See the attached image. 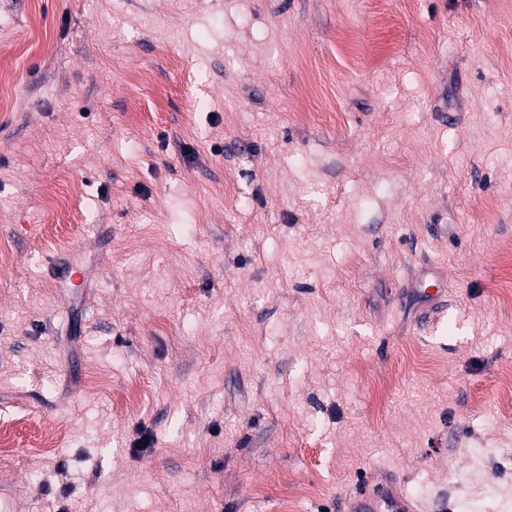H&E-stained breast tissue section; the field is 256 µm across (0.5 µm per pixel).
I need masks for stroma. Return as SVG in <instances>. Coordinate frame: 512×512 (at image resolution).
<instances>
[{"mask_svg": "<svg viewBox=\"0 0 512 512\" xmlns=\"http://www.w3.org/2000/svg\"><path fill=\"white\" fill-rule=\"evenodd\" d=\"M511 246L512 0H0V508L512 512Z\"/></svg>", "mask_w": 512, "mask_h": 512, "instance_id": "1", "label": "stroma"}]
</instances>
